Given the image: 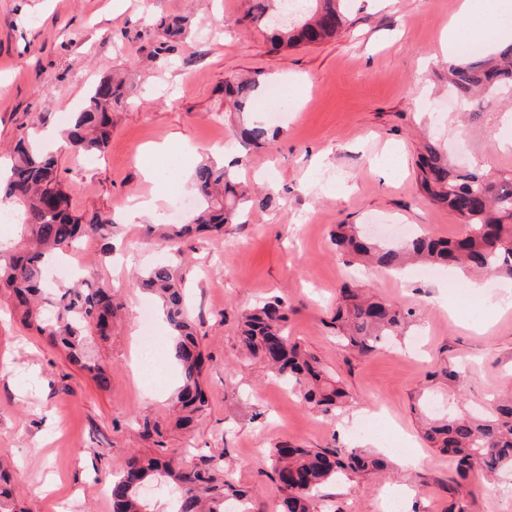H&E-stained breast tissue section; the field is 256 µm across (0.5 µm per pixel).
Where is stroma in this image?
Here are the masks:
<instances>
[{
    "instance_id": "1",
    "label": "stroma",
    "mask_w": 512,
    "mask_h": 512,
    "mask_svg": "<svg viewBox=\"0 0 512 512\" xmlns=\"http://www.w3.org/2000/svg\"><path fill=\"white\" fill-rule=\"evenodd\" d=\"M460 2L353 0L336 39L275 51L265 29L243 22V0H123L117 10L112 0H0V82L8 85L0 94V161L34 116L60 131L59 115L77 111L103 77L126 76L134 99L114 112L103 154L83 161L49 145L73 210L112 215L111 255L100 238L87 237L81 271L112 285L123 305L111 336L92 342L111 388L24 329L0 296V463L14 474L21 506L112 512L102 489L135 453L220 459L256 512H281L269 451L279 443L353 447L348 420L357 411L386 428L387 440L368 448L389 464L325 486L323 512H381L388 491L400 496L402 512H447L454 465L422 440L419 417L484 410L512 389V279L440 267L426 278L355 275L331 237L340 224L371 234L380 224L442 239L458 234V217L419 188L426 139L449 146L457 165L477 161L512 174V147L500 136L507 104L487 98L477 116H463L444 80L439 38ZM170 15L187 16L191 36L163 52L157 22ZM246 74L285 88L294 102L273 123L277 138L247 153L234 136L238 116L224 110L225 81ZM149 146L158 154L145 155ZM215 146L224 160L245 156L242 179L273 199L223 234L185 240L169 258L206 358L209 409L189 432L176 424L172 362L153 374L132 364L138 311L153 302L134 275L154 264L158 247L126 213L140 201L164 210L176 195L193 197L183 168ZM147 165L157 178L145 177ZM352 281L412 313L402 335L366 356L345 347L332 325L339 291ZM275 296L290 306L291 339L348 394L331 413L302 401L264 361L241 356V315ZM417 336L424 344L415 349ZM448 368L455 377L445 376ZM143 417L159 435H140ZM416 454L419 468L397 465ZM501 483L474 476L468 512H512L497 493Z\"/></svg>"
}]
</instances>
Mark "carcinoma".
<instances>
[{
    "label": "carcinoma",
    "mask_w": 512,
    "mask_h": 512,
    "mask_svg": "<svg viewBox=\"0 0 512 512\" xmlns=\"http://www.w3.org/2000/svg\"><path fill=\"white\" fill-rule=\"evenodd\" d=\"M288 0H248L245 19L270 31L273 48L316 45L335 37L349 21L353 0H301L293 12L284 10ZM164 42L160 49L182 41L185 19L163 18L157 24ZM512 87V44L492 55L480 52L448 64V90L462 101L482 92ZM130 86L122 79L105 77L89 91L84 108L72 113L65 133L67 147L76 153L102 154L112 135V112L127 104ZM260 91L256 77L228 80L224 105L228 112L253 110ZM238 137L248 146L261 147L276 133L263 124L243 126ZM239 157L228 165L200 161L193 175L200 207L186 224L147 225L157 245L169 247L175 240L201 232H220L253 206L264 207L270 197L253 198L241 189ZM418 181L427 197L458 213L462 205V233L452 239L425 234L403 243L372 240L359 234L356 225L337 226L334 241L344 263L367 261L377 267L399 270L413 265L472 267L492 276L512 277V177H497L477 166L462 169L449 162L441 145L427 142L420 154ZM11 208L22 229L18 247L0 240V292L14 301L24 327L34 331L52 348L68 351L102 388L110 386L105 369L87 352L92 337L108 338L121 303L112 287L82 281L69 288L54 287L47 269L84 237L111 238L112 215L95 211L73 213L58 173L57 157L41 151L25 137L13 149L7 174L0 179V208ZM142 286L156 299L169 325L173 341L169 357L180 373L175 400L189 427L207 411L208 399L200 383L204 357L193 333L182 289L170 263L148 267ZM288 305L274 298L245 314L240 331L242 347L254 358L268 362L302 399L333 411L346 401V392L333 380L321 361L288 340ZM407 316L389 302L365 296L359 289L344 288L336 306V335L360 355L373 352L379 343L395 335ZM423 437L430 447L448 454L457 474L466 478L479 471L495 476L512 468V396L491 405L485 413L447 414L429 418ZM282 497L283 512H321L320 489L349 474L370 473L385 466L383 459L364 448L272 449L268 459ZM156 483L178 488L171 497L170 512H227V498L235 497L237 512H252L245 493L226 479L224 463L203 457L188 466L172 458L131 455L114 476L110 488L112 512H153L142 488ZM0 512H18L10 479L0 469Z\"/></svg>",
    "instance_id": "obj_1"
}]
</instances>
